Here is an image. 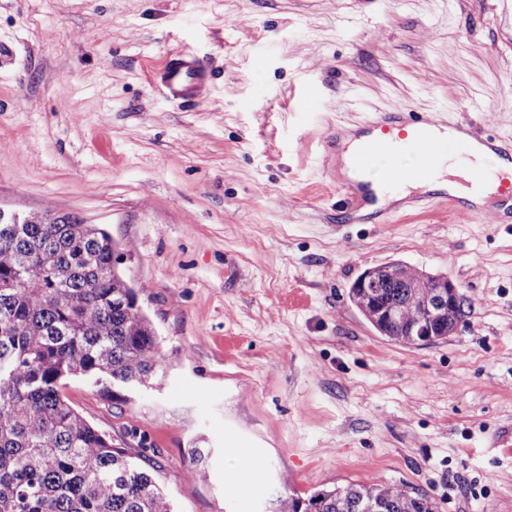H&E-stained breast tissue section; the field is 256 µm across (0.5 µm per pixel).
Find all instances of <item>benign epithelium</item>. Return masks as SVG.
<instances>
[{
	"label": "benign epithelium",
	"instance_id": "benign-epithelium-1",
	"mask_svg": "<svg viewBox=\"0 0 512 512\" xmlns=\"http://www.w3.org/2000/svg\"><path fill=\"white\" fill-rule=\"evenodd\" d=\"M397 271L398 266L393 262L375 266L362 273L353 287L390 288L394 286ZM425 286L427 291L421 298H411L419 308V317L415 321L405 319L400 306L382 304L373 296L358 295L356 302L369 318L377 316L384 324H396L398 333L393 340L407 346H426L447 338L455 331L460 320L458 312L462 299L459 287L446 276L432 274Z\"/></svg>",
	"mask_w": 512,
	"mask_h": 512
}]
</instances>
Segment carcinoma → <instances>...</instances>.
Listing matches in <instances>:
<instances>
[{"label": "carcinoma", "instance_id": "cac0c4a2", "mask_svg": "<svg viewBox=\"0 0 512 512\" xmlns=\"http://www.w3.org/2000/svg\"><path fill=\"white\" fill-rule=\"evenodd\" d=\"M119 244L96 224L30 213L0 224V512H177L155 475L90 424L60 393L62 382L149 386L163 366L161 341L117 268ZM433 512L404 482L349 483L275 512Z\"/></svg>", "mask_w": 512, "mask_h": 512}]
</instances>
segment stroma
<instances>
[{
  "mask_svg": "<svg viewBox=\"0 0 512 512\" xmlns=\"http://www.w3.org/2000/svg\"><path fill=\"white\" fill-rule=\"evenodd\" d=\"M0 43V207L130 245L118 269L161 338L155 388L61 393L177 512H239L237 447L265 467L250 512L357 482L512 512V217L393 201L388 223H345L319 143L402 108L512 135L503 0H0ZM173 51L212 73L198 103L150 79ZM393 261L458 285L447 339L396 343L353 303Z\"/></svg>",
  "mask_w": 512,
  "mask_h": 512,
  "instance_id": "1",
  "label": "stroma"
}]
</instances>
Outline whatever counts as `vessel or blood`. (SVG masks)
Here are the masks:
<instances>
[{
  "mask_svg": "<svg viewBox=\"0 0 512 512\" xmlns=\"http://www.w3.org/2000/svg\"><path fill=\"white\" fill-rule=\"evenodd\" d=\"M151 78L172 100L189 102L201 98L209 85L210 74L199 59L173 52L152 71ZM347 137L355 143L352 165L356 176L336 181L335 187L344 196L349 213L361 216L363 221L383 224L389 216L388 209L378 206L369 183L361 179L362 174L370 172L377 164L382 167L379 182L386 189L397 191L410 183L418 185L417 193L401 198L400 205L404 208H418L438 201L447 207L452 217L480 218L491 224L500 223L501 211L512 208L511 139L478 135L469 124L448 120L436 108L425 112L380 111L355 129L328 131L321 137L325 157H332L335 148ZM477 152L501 162L495 169H477L472 173L476 183L493 187L497 206L481 209L449 193L439 196L431 193L427 181L442 161L451 156L469 160ZM405 153L416 157L415 168L401 167L399 158Z\"/></svg>",
  "mask_w": 512,
  "mask_h": 512,
  "instance_id": "obj_1",
  "label": "vessel or blood"
}]
</instances>
